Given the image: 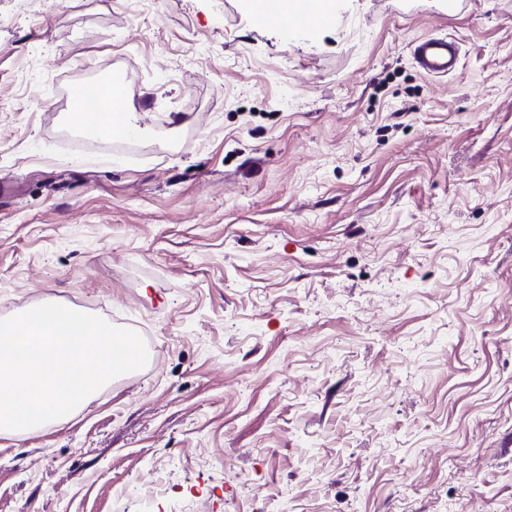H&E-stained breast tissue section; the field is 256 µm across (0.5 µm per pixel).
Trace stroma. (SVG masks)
Instances as JSON below:
<instances>
[{
	"instance_id": "35a3bbf8",
	"label": "stroma",
	"mask_w": 512,
	"mask_h": 512,
	"mask_svg": "<svg viewBox=\"0 0 512 512\" xmlns=\"http://www.w3.org/2000/svg\"><path fill=\"white\" fill-rule=\"evenodd\" d=\"M46 302L149 358L0 436V512H512V0H0V318ZM313 0H303L298 9L290 16L283 15L278 0H259L256 17L266 25H293L305 29H314L329 20L328 14L315 16L312 11ZM412 52L424 72L445 75L454 68L458 47L447 37H426L413 44ZM67 97L70 100L72 109L78 112L87 122L94 124L97 121L100 112H102L101 105L98 100L93 107H89L86 102L85 95L78 94L75 89L70 88L67 91Z\"/></svg>"
}]
</instances>
